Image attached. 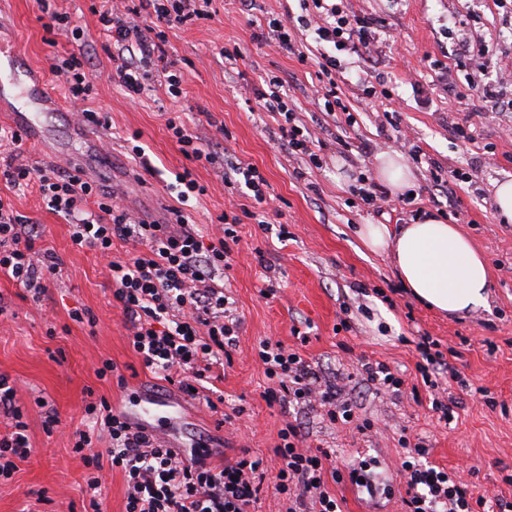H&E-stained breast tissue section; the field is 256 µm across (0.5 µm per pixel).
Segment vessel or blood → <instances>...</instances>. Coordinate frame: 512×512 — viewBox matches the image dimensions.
Returning <instances> with one entry per match:
<instances>
[{
  "label": "vessel or blood",
  "mask_w": 512,
  "mask_h": 512,
  "mask_svg": "<svg viewBox=\"0 0 512 512\" xmlns=\"http://www.w3.org/2000/svg\"><path fill=\"white\" fill-rule=\"evenodd\" d=\"M4 104L9 105L11 121L24 131L29 144L48 157L77 164L90 155L103 157L99 131L85 123L74 121L70 124L72 138L81 145V152L74 153L49 142L46 118L60 119L66 117L67 111L56 91L41 78L37 68L18 54L0 56V106ZM151 403V398L140 397L131 401L124 414L150 431L170 436L169 427L157 423L150 408Z\"/></svg>",
  "instance_id": "vessel-or-blood-1"
}]
</instances>
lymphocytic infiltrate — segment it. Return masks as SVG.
Returning a JSON list of instances; mask_svg holds the SVG:
<instances>
[{"label":"lymphocytic infiltrate","mask_w":512,"mask_h":512,"mask_svg":"<svg viewBox=\"0 0 512 512\" xmlns=\"http://www.w3.org/2000/svg\"><path fill=\"white\" fill-rule=\"evenodd\" d=\"M299 2L313 5V15L294 21L272 19L268 29L288 48L292 45L289 28L296 22L311 30L316 42L328 45L318 67L327 80L325 96L333 98L337 53L369 48L375 21L349 15L338 0ZM209 4L210 0H139L138 5L120 9L111 0H102L98 22L117 50L112 78L129 99H138L156 77L171 98L181 97L182 75L165 50V29L208 18ZM52 72L62 79L78 117L98 121L97 112L85 106L92 84L81 58L58 57ZM0 178L13 190L37 188L47 209L69 224L73 248L89 249L106 259L112 299L123 312L128 342L143 366L183 393L202 394L211 412L231 422V415L221 412L223 394L206 395L203 387L215 370L223 368L227 349L240 328L238 319L225 317L224 288L216 284L215 273L229 264L231 245L239 240L238 225L268 204L267 181L259 170L225 163V188L245 186L254 207L223 213L218 234L207 240L182 209L183 203L208 191L188 170L176 174L177 203L168 207L162 222L141 219L112 190L82 178L76 168H36L10 158ZM41 237L38 224L20 214L10 197L0 195V275L38 297L45 295L47 280L60 272L54 259L42 267L35 264V244ZM117 241L132 244L128 259L113 258ZM257 357L272 382L264 392L268 402L317 404L324 407L330 422H351L353 405L343 398L340 387L323 380L299 353L265 340ZM15 396L9 377L0 374V415L10 427L0 436V482L10 480L18 462L31 453L28 423ZM84 413L90 425L73 433L72 450L89 469L85 493L91 512H100L97 497L107 469L121 471L124 477L125 512H249L269 477L263 458L246 448L236 459L218 465L212 463V450L205 445L183 456L154 439L145 427L128 421L106 398L86 402ZM102 438L108 447L101 453L95 445ZM428 453L423 443H415L401 464L407 484L406 512H481L486 499L473 497L457 474L429 464ZM273 454L280 465L271 477L276 491L289 501L288 512H341L328 488L332 482L347 480L367 494L376 492L370 462L362 460L340 471L330 464V450L308 444L301 424L286 422Z\"/></svg>","instance_id":"obj_1"}]
</instances>
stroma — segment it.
Returning a JSON list of instances; mask_svg holds the SVG:
<instances>
[{"instance_id": "stroma-1", "label": "stroma", "mask_w": 512, "mask_h": 512, "mask_svg": "<svg viewBox=\"0 0 512 512\" xmlns=\"http://www.w3.org/2000/svg\"><path fill=\"white\" fill-rule=\"evenodd\" d=\"M93 0H54L84 31L81 39L49 33L39 0H0V32L9 47L28 56L48 83L55 57L83 53L94 78L87 102L106 114L111 126L101 137L112 150L111 167L88 160L123 204L149 220L164 219L173 199L166 184L191 167L208 192L189 201L191 223L212 230L225 210L247 203L243 190H225L215 169L189 166L166 128V115L179 113L189 130L219 158L256 167L276 197V212L262 224L239 225L224 291L241 325L232 363L214 385L225 408L242 407L232 428L217 427L202 401L167 386L145 369L127 339L123 315L112 303L107 272L94 252L71 246L64 218L49 212L37 191L11 194L21 214L42 225L44 245L62 259V272L41 300L14 281L0 278V302L11 316L0 324V374L14 382L16 403L29 424L30 456L11 481L0 485V512H83L88 504L83 461L73 453L88 393L122 409L125 390L137 385L176 403L182 417L173 444L201 442L232 458L241 449L271 457L285 421L298 420L308 441L335 449L339 469L366 459L380 488L376 497L350 482L331 485L342 512H404L406 483L401 470L402 439L424 440L428 462L457 470L467 467L474 495L512 503V224L495 219L493 191L512 181V91L501 89L500 104L471 103L450 93L475 81L494 86L500 70L512 69V0H346L347 11L374 17L375 40L336 78L339 109L327 111L314 99L319 46L300 26L291 28L296 47L258 42L259 25L299 14L297 0H212L210 18L166 31L165 48L183 76V94L171 99L164 87L132 101L112 82V40L91 11ZM482 41L484 69L457 67L462 38ZM238 50L235 59L226 58ZM450 75H443V68ZM282 81L296 125L321 141L322 167L290 154L277 141L284 118L262 108L259 93L270 78ZM223 131H216V124ZM463 125L468 140L455 138ZM441 169L466 177L454 188L436 186L426 165L412 164L413 200L389 193L386 214L374 213L349 190L354 176L376 178L378 157L398 153V131ZM142 145L154 166L143 172L131 151ZM445 216L459 225L482 252L490 276L488 303L459 316H442L414 299L398 278L390 257L368 252L356 229L361 224L407 223L418 213ZM287 240H280V229ZM272 296H265V289ZM88 310L96 325L72 321L71 310ZM439 341L440 351L460 374L448 380L454 400L451 423L440 421L416 370L421 335ZM297 350L322 376L338 381L353 401L356 420L370 419L371 431L330 423L321 407L268 403L270 382L257 361L261 340ZM117 363L121 378H98L103 360ZM382 362L399 372L400 392L376 389L363 379L364 362ZM45 399L61 419L58 431L43 430Z\"/></svg>"}]
</instances>
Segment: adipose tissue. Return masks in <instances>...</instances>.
I'll list each match as a JSON object with an SVG mask.
<instances>
[{
	"label": "adipose tissue",
	"instance_id": "1",
	"mask_svg": "<svg viewBox=\"0 0 512 512\" xmlns=\"http://www.w3.org/2000/svg\"><path fill=\"white\" fill-rule=\"evenodd\" d=\"M359 236L369 251L392 255L405 288L430 308L453 314L485 303L486 260L458 225L422 214L395 232L385 224L363 225Z\"/></svg>",
	"mask_w": 512,
	"mask_h": 512
}]
</instances>
